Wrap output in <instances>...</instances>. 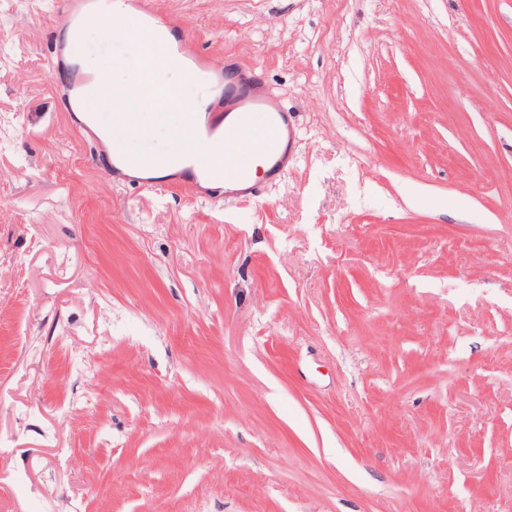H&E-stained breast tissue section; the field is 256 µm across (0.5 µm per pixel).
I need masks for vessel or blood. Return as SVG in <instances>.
Masks as SVG:
<instances>
[{"label": "vessel or blood", "instance_id": "vessel-or-blood-1", "mask_svg": "<svg viewBox=\"0 0 512 512\" xmlns=\"http://www.w3.org/2000/svg\"><path fill=\"white\" fill-rule=\"evenodd\" d=\"M108 0H61L60 10L64 24L72 26L87 16L96 17L103 26L137 25L153 43L161 44L171 58L183 64V76L196 83L203 95L223 92L224 109L220 112H196L191 117L189 134L194 148L180 160L179 171L161 181L146 173L152 162L162 159V152L149 149L148 142L155 131L146 110L153 104L141 85L126 88V100L140 103V115L127 112L104 114L99 124L105 131L115 129L140 142L139 150L127 152L112 161L106 170L104 184L108 188L122 186L131 169L144 170L138 178L140 188L153 191L167 182L189 187L192 192L203 190L205 183L214 180L242 182L240 197L258 196L260 179H275L288 170V160L294 150L293 140L287 134L293 126L292 115L277 107L259 88L251 71L238 73L235 81L223 83V59L207 57L191 49L188 39L175 43L162 42L165 30L173 28V20L163 18L156 10L154 0H130V9L119 17H110Z\"/></svg>", "mask_w": 512, "mask_h": 512}]
</instances>
